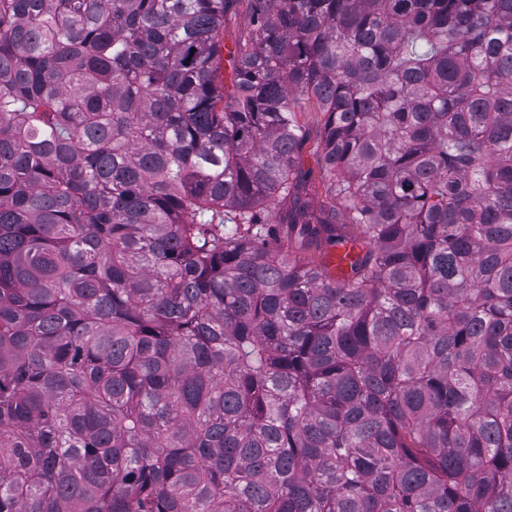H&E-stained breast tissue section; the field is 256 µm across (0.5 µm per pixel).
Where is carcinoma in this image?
<instances>
[{
	"label": "carcinoma",
	"mask_w": 512,
	"mask_h": 512,
	"mask_svg": "<svg viewBox=\"0 0 512 512\" xmlns=\"http://www.w3.org/2000/svg\"><path fill=\"white\" fill-rule=\"evenodd\" d=\"M0 512H512V0H0ZM298 122L309 132L311 137L307 140L302 152L300 153L298 162L303 170H307L310 167H314V156L313 150L316 143L315 130L320 125L321 116L319 112H298Z\"/></svg>",
	"instance_id": "obj_1"
}]
</instances>
